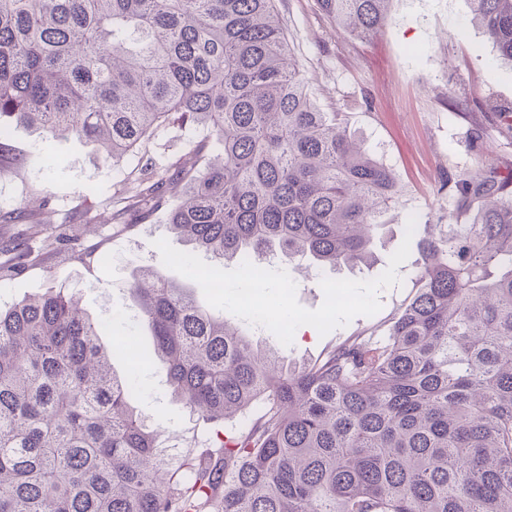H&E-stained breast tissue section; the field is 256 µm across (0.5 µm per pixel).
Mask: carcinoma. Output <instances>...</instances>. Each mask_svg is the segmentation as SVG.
<instances>
[{
  "label": "carcinoma",
  "mask_w": 512,
  "mask_h": 512,
  "mask_svg": "<svg viewBox=\"0 0 512 512\" xmlns=\"http://www.w3.org/2000/svg\"><path fill=\"white\" fill-rule=\"evenodd\" d=\"M362 38L391 0H318ZM512 61V0H470ZM9 119L133 153L163 124L205 134L148 159L112 220L165 199L170 229L221 263L350 268L398 195L395 172L311 100L277 0H0V158ZM420 288L386 336L287 370L247 329L147 266L129 291L191 414L224 426L177 465L109 375L100 328L50 288L0 308V512H512V168L446 179ZM25 205L0 224L29 223ZM0 278L31 249L0 242Z\"/></svg>",
  "instance_id": "1"
}]
</instances>
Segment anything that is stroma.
I'll use <instances>...</instances> for the list:
<instances>
[{"label": "stroma", "mask_w": 512, "mask_h": 512, "mask_svg": "<svg viewBox=\"0 0 512 512\" xmlns=\"http://www.w3.org/2000/svg\"><path fill=\"white\" fill-rule=\"evenodd\" d=\"M281 21L293 42L294 57L315 104L339 113L347 129L396 173L397 203L384 216L396 251L405 234H413L408 259L398 267L400 285L384 289L381 309L358 316L327 335L312 334L281 345L269 330H255L257 341L276 348L285 366L314 362L349 337L384 335L416 294L421 253L418 238L428 224H444L455 206L440 181L468 172L478 150L492 152L499 165H512V139L500 132L501 113L512 110V62L501 59L483 30L470 20L468 0H392L388 23L374 36L359 39L337 33L318 0H278ZM9 144L24 155L25 166L0 174V211L19 208L31 194L45 201L42 218L48 236L28 237L23 224H0V238H27L35 262L0 282V306L38 295L51 281L75 292L85 314L106 324L100 343L151 344L148 328L138 320L128 282L135 266L165 272L154 242L163 238L178 250L188 243L167 224L166 210L149 220L120 227L97 224L88 236L79 231L82 210H112V196L138 160L109 164L97 146L74 137L45 141L39 130L12 125ZM414 231H407L408 219ZM384 265L370 268H320L291 271L299 304L308 310L324 301L320 280H370ZM117 378L136 386L129 399L133 410L159 432L163 446L199 451L213 432L210 422L190 415L174 399L161 364L130 365L113 355Z\"/></svg>", "instance_id": "35a3bbf8"}]
</instances>
